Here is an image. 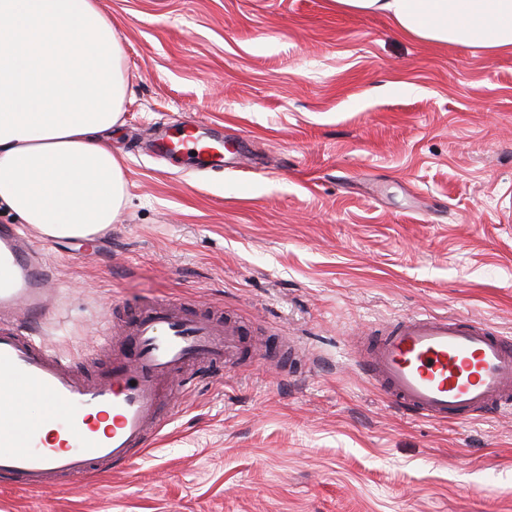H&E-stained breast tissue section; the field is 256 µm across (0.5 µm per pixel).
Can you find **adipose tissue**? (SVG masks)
Listing matches in <instances>:
<instances>
[{"mask_svg":"<svg viewBox=\"0 0 512 512\" xmlns=\"http://www.w3.org/2000/svg\"><path fill=\"white\" fill-rule=\"evenodd\" d=\"M405 35L512 51V0H335ZM124 52L98 0H0V205L52 238H85L127 202L103 140L126 102Z\"/></svg>","mask_w":512,"mask_h":512,"instance_id":"adipose-tissue-1","label":"adipose tissue"}]
</instances>
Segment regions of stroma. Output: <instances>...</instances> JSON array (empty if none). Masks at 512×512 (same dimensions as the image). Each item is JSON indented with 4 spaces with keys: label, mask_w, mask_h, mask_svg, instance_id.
<instances>
[{
    "label": "stroma",
    "mask_w": 512,
    "mask_h": 512,
    "mask_svg": "<svg viewBox=\"0 0 512 512\" xmlns=\"http://www.w3.org/2000/svg\"><path fill=\"white\" fill-rule=\"evenodd\" d=\"M128 95L106 131L128 203L57 239L40 334L92 371L124 313L177 300L236 319L223 378L94 489L0 488V512H512V415L394 409L356 365L417 312L512 336V52L418 40L334 0H99ZM194 120L252 167L151 140Z\"/></svg>",
    "instance_id": "stroma-1"
}]
</instances>
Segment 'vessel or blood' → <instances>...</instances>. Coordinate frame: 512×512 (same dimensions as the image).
<instances>
[{
	"label": "vessel or blood",
	"mask_w": 512,
	"mask_h": 512,
	"mask_svg": "<svg viewBox=\"0 0 512 512\" xmlns=\"http://www.w3.org/2000/svg\"><path fill=\"white\" fill-rule=\"evenodd\" d=\"M160 152L195 153L219 165L224 142L203 140L196 122L161 138ZM55 283L43 248L22 226L0 225V485L30 492L61 488L124 468L173 416L188 371L223 367L242 349L221 318L174 303L142 308L100 374L75 372L36 329L52 312ZM363 373L397 406L434 422L512 413V337L460 316L413 313L366 344ZM26 387L44 401L38 418L10 400ZM111 417L99 430L97 417Z\"/></svg>",
	"instance_id": "vessel-or-blood-1"
}]
</instances>
